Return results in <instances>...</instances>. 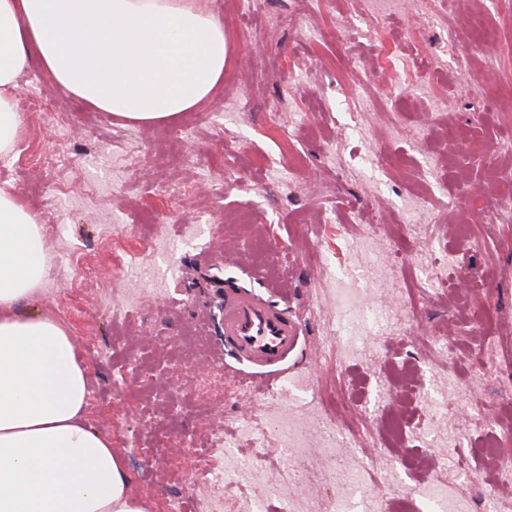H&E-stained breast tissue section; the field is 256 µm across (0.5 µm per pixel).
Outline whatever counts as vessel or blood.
<instances>
[{
    "label": "vessel or blood",
    "mask_w": 512,
    "mask_h": 512,
    "mask_svg": "<svg viewBox=\"0 0 512 512\" xmlns=\"http://www.w3.org/2000/svg\"><path fill=\"white\" fill-rule=\"evenodd\" d=\"M222 335L225 347L250 366L248 384L266 390L294 351L299 327L285 308L250 293L231 292L222 304Z\"/></svg>",
    "instance_id": "1"
}]
</instances>
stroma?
Wrapping results in <instances>:
<instances>
[{
    "label": "stroma",
    "instance_id": "obj_1",
    "mask_svg": "<svg viewBox=\"0 0 512 512\" xmlns=\"http://www.w3.org/2000/svg\"><path fill=\"white\" fill-rule=\"evenodd\" d=\"M242 16L232 0H201L224 18L231 54L227 78L204 106L178 119L128 126L57 91L38 68L19 79L16 103L34 93L41 109L24 113V138L0 168L43 224H62L50 243L47 278L30 312L70 330L91 377L88 422L123 455L136 493L153 512L193 490L239 512L237 498L195 481L194 458L175 437L206 439L228 421L284 415L305 425L302 447L268 436L260 447L227 449L270 483L297 512H383L392 498L430 512L429 494L475 512L449 476L458 457L482 464L477 431L512 412V220L485 224L496 201L486 160L439 172L430 154L467 129L489 143L512 140V121L494 96L512 84V0H402L372 19L365 36L306 41L361 17L363 0H258ZM249 81L240 96L229 76ZM66 153L71 163L40 169L32 156ZM467 184L476 195L449 209L439 184ZM435 200L428 223L407 224L411 195ZM169 226L171 251L147 252L150 214ZM391 226L373 249L357 244L353 215ZM460 253L456 286L420 293V276ZM93 276H86V269ZM413 287L415 319L388 342L363 322ZM228 287L286 306L302 333L282 376L281 394L237 397L244 366L225 356L220 304ZM486 316L500 357L479 371V337L455 336L444 368L430 361L429 337L452 334L466 305ZM409 388L447 416L428 421L433 446L386 442L384 415L399 368ZM354 384L344 407L326 399L340 376ZM333 426L340 451L326 448Z\"/></svg>",
    "mask_w": 512,
    "mask_h": 512
}]
</instances>
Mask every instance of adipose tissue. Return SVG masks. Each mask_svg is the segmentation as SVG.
<instances>
[{
  "instance_id": "1",
  "label": "adipose tissue",
  "mask_w": 512,
  "mask_h": 512,
  "mask_svg": "<svg viewBox=\"0 0 512 512\" xmlns=\"http://www.w3.org/2000/svg\"><path fill=\"white\" fill-rule=\"evenodd\" d=\"M223 19L200 0H0V154L24 132L18 79L138 125L210 101L224 82ZM40 214L0 190V512H152L123 456L87 423L89 371L68 329L26 305L46 277Z\"/></svg>"
}]
</instances>
